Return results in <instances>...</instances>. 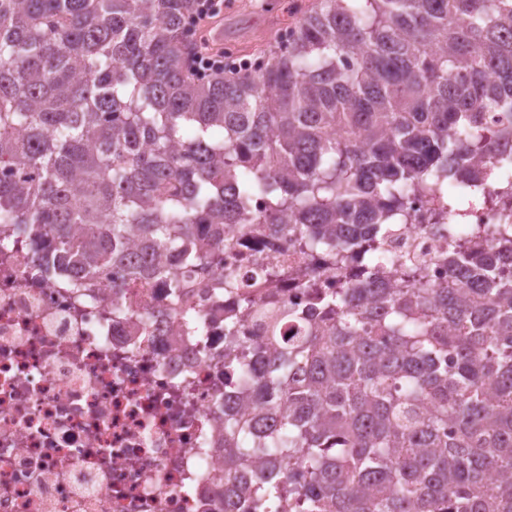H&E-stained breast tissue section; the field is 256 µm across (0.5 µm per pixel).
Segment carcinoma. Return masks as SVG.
I'll return each mask as SVG.
<instances>
[{
  "instance_id": "cac0c4a2",
  "label": "carcinoma",
  "mask_w": 512,
  "mask_h": 512,
  "mask_svg": "<svg viewBox=\"0 0 512 512\" xmlns=\"http://www.w3.org/2000/svg\"><path fill=\"white\" fill-rule=\"evenodd\" d=\"M197 7L0 0V243L78 289L174 253L230 292L228 224L329 259L341 287L300 278L266 335L224 321V382L253 412L224 406V510L512 512V264L484 277L512 223L430 225L440 285L410 262L348 273L381 268L412 194L474 198L487 145L512 171V0H320L261 66L193 79ZM193 287L170 302L202 335Z\"/></svg>"
}]
</instances>
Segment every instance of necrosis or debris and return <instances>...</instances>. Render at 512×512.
Listing matches in <instances>:
<instances>
[{"label": "necrosis or debris", "instance_id": "4bbe7bcc", "mask_svg": "<svg viewBox=\"0 0 512 512\" xmlns=\"http://www.w3.org/2000/svg\"><path fill=\"white\" fill-rule=\"evenodd\" d=\"M437 193L408 200L390 256L425 257L433 283L448 277L445 238L430 233ZM224 266L237 276L190 305L196 336L168 313L163 280L107 277L76 292L39 276L25 242L0 247V512H224L213 491L224 470V321L243 302L261 309L299 294L310 272L335 288L329 265L280 241L228 225ZM120 307L124 318L112 315Z\"/></svg>", "mask_w": 512, "mask_h": 512}]
</instances>
